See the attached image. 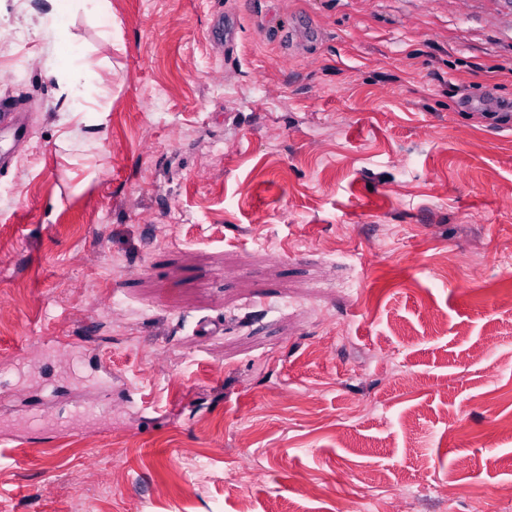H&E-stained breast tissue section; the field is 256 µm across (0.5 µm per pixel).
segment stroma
Returning <instances> with one entry per match:
<instances>
[{"mask_svg":"<svg viewBox=\"0 0 512 512\" xmlns=\"http://www.w3.org/2000/svg\"><path fill=\"white\" fill-rule=\"evenodd\" d=\"M40 8L0 0V357L91 349L45 408L105 413L1 442L0 512H512V0H109L84 112Z\"/></svg>","mask_w":512,"mask_h":512,"instance_id":"1","label":"stroma"}]
</instances>
